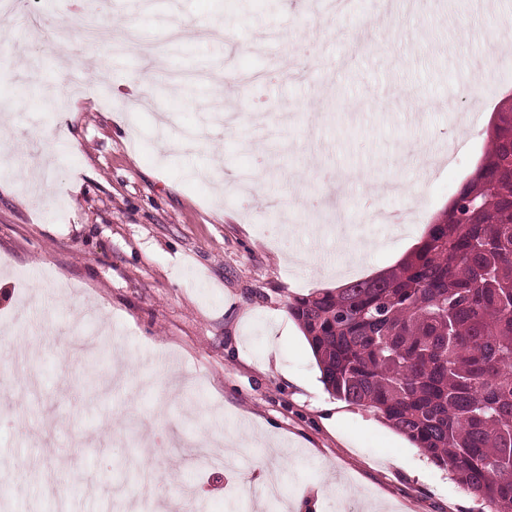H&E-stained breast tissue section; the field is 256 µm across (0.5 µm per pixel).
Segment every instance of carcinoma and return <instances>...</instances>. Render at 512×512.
<instances>
[{
    "mask_svg": "<svg viewBox=\"0 0 512 512\" xmlns=\"http://www.w3.org/2000/svg\"><path fill=\"white\" fill-rule=\"evenodd\" d=\"M288 313L328 392L378 414L488 512H512V108L398 266Z\"/></svg>",
    "mask_w": 512,
    "mask_h": 512,
    "instance_id": "1",
    "label": "carcinoma"
}]
</instances>
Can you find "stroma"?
Masks as SVG:
<instances>
[{"instance_id":"1","label":"stroma","mask_w":512,"mask_h":512,"mask_svg":"<svg viewBox=\"0 0 512 512\" xmlns=\"http://www.w3.org/2000/svg\"><path fill=\"white\" fill-rule=\"evenodd\" d=\"M26 2L40 34L0 38V512H160L186 485L254 512L270 441L288 512H479L326 390L288 304L394 268L447 208L512 95V54L485 60L512 0ZM207 19L224 36L169 40ZM370 193L403 231L361 223ZM146 463L165 500L136 497ZM155 68V62H147L128 79L127 85L133 91L128 100L133 105L151 96L152 81L156 74Z\"/></svg>"}]
</instances>
